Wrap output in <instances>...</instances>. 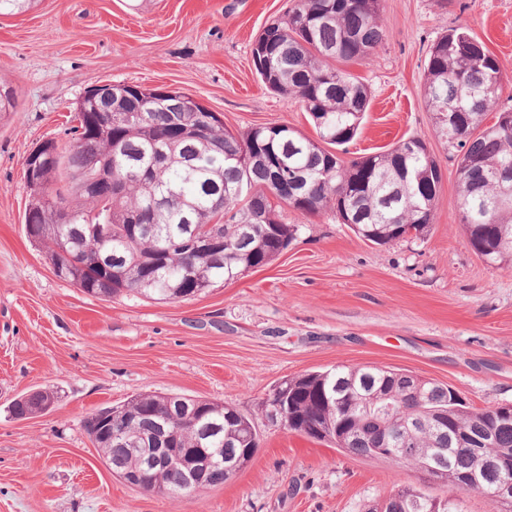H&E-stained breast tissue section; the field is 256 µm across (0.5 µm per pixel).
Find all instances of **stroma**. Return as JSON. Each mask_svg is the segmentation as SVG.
<instances>
[{
    "label": "stroma",
    "instance_id": "stroma-1",
    "mask_svg": "<svg viewBox=\"0 0 512 512\" xmlns=\"http://www.w3.org/2000/svg\"><path fill=\"white\" fill-rule=\"evenodd\" d=\"M296 0H37L0 16V512H375L420 473L268 424L261 403L282 380L337 366L409 371L468 406L512 403V269L469 246L456 162L418 94L430 46L463 27L506 65L497 111L512 110V0H383L378 51L345 69L370 107L341 157L422 139L444 178L424 238L375 245L334 216L301 223L275 261L183 301L93 297L59 279L25 231L24 160L67 142L95 82L176 88L226 129L288 125L315 137L297 99L270 91L251 63L255 37ZM53 390L47 412L12 403ZM143 393L224 403L253 418L261 446L232 480L202 493L150 494L106 467L83 429L91 412Z\"/></svg>",
    "mask_w": 512,
    "mask_h": 512
}]
</instances>
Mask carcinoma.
Wrapping results in <instances>:
<instances>
[{
    "instance_id": "carcinoma-1",
    "label": "carcinoma",
    "mask_w": 512,
    "mask_h": 512,
    "mask_svg": "<svg viewBox=\"0 0 512 512\" xmlns=\"http://www.w3.org/2000/svg\"><path fill=\"white\" fill-rule=\"evenodd\" d=\"M36 0H0V15L22 14ZM385 39L381 0H297L286 18L268 24L252 43L256 73L272 91L291 95L309 112L317 138L285 125H256L232 133L213 113L185 101L179 91L148 90L129 100L113 91L112 111L79 112L73 137L47 162L30 196H44L25 225L58 278L95 297L128 293L155 300L197 296L199 281L213 288L274 261L296 238L299 225L281 218L276 199L300 215H335L364 240L385 245L430 231L443 174L425 142L403 138L388 151L345 165L328 145L350 142L369 105L368 87L336 68L373 54ZM420 87L437 133L457 160L458 202L473 251L497 269H512V241H500L496 225L512 226V199L502 197L499 173L512 167V111L482 127L497 104L504 66L485 43L463 28H450L429 49ZM283 160L292 177L279 180L259 159ZM107 157L112 185L78 194L53 187L56 175L94 174ZM72 223H58L57 205ZM140 215L132 224L130 212ZM198 232L216 234L223 247L194 253L180 246ZM387 394L395 410L381 421L367 416L365 399ZM51 392L16 402L26 416L43 410ZM167 394H140L122 405L107 428H83L118 475L140 465L138 448L170 429L178 448H222L224 460L257 450L252 418L236 408L204 401L194 422L170 410ZM285 405L288 430L358 456H371L386 438L390 461L419 467L433 459L431 477L449 489L441 498L411 486L393 492L385 512H462L464 475L482 484L500 478L495 461L512 454V404L471 410L457 392L408 372L370 365L341 366L283 380L261 404L266 413ZM427 407L441 415L409 429ZM490 432L493 444L478 452L467 441ZM181 473L158 467L148 490L173 494Z\"/></svg>"
}]
</instances>
